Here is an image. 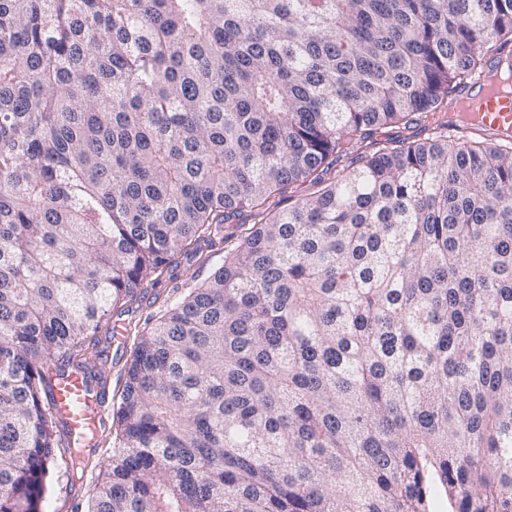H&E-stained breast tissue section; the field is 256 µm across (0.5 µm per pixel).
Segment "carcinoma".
<instances>
[{
	"label": "carcinoma",
	"instance_id": "1",
	"mask_svg": "<svg viewBox=\"0 0 512 512\" xmlns=\"http://www.w3.org/2000/svg\"><path fill=\"white\" fill-rule=\"evenodd\" d=\"M511 51L512 0H0V512H39L49 370L245 208L88 512H512V135L442 115Z\"/></svg>",
	"mask_w": 512,
	"mask_h": 512
}]
</instances>
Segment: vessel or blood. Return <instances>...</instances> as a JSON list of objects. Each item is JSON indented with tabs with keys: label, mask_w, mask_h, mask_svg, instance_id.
Returning a JSON list of instances; mask_svg holds the SVG:
<instances>
[{
	"label": "vessel or blood",
	"mask_w": 512,
	"mask_h": 512,
	"mask_svg": "<svg viewBox=\"0 0 512 512\" xmlns=\"http://www.w3.org/2000/svg\"><path fill=\"white\" fill-rule=\"evenodd\" d=\"M463 110L477 109L486 127L512 135V84L504 88L480 78L479 85L460 101ZM51 407L64 421L71 439L87 442L95 438L104 421L106 397L92 387L85 373L71 371L57 378L50 392Z\"/></svg>",
	"instance_id": "1"
}]
</instances>
